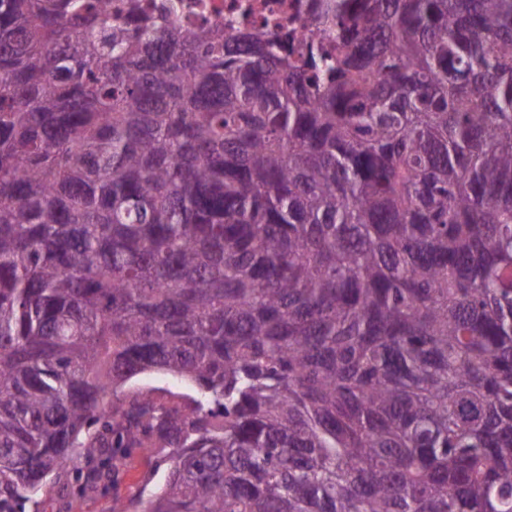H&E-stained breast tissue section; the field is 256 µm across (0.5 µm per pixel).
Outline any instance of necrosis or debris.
<instances>
[{"label":"necrosis or debris","mask_w":512,"mask_h":512,"mask_svg":"<svg viewBox=\"0 0 512 512\" xmlns=\"http://www.w3.org/2000/svg\"><path fill=\"white\" fill-rule=\"evenodd\" d=\"M141 10L159 21L190 29L223 28L225 36L263 34L285 46H335L336 35L313 23L317 12L336 0H138Z\"/></svg>","instance_id":"obj_1"}]
</instances>
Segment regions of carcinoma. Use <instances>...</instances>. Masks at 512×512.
<instances>
[{
  "label": "carcinoma",
  "mask_w": 512,
  "mask_h": 512,
  "mask_svg": "<svg viewBox=\"0 0 512 512\" xmlns=\"http://www.w3.org/2000/svg\"><path fill=\"white\" fill-rule=\"evenodd\" d=\"M318 23L0 0V512L133 448L112 512H512V0Z\"/></svg>",
  "instance_id": "cac0c4a2"
}]
</instances>
